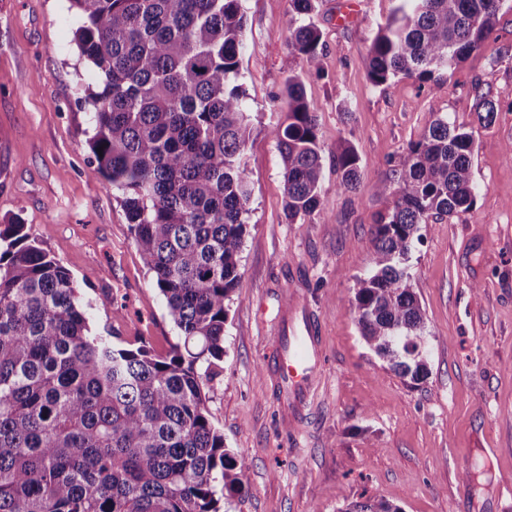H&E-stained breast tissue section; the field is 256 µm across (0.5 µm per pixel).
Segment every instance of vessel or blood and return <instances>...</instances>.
<instances>
[{"label": "vessel or blood", "instance_id": "obj_1", "mask_svg": "<svg viewBox=\"0 0 512 512\" xmlns=\"http://www.w3.org/2000/svg\"><path fill=\"white\" fill-rule=\"evenodd\" d=\"M321 361L314 323L306 317L289 319L281 347L272 358V367L292 411H299L305 402Z\"/></svg>", "mask_w": 512, "mask_h": 512}]
</instances>
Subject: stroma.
<instances>
[{"label":"stroma","mask_w":512,"mask_h":512,"mask_svg":"<svg viewBox=\"0 0 512 512\" xmlns=\"http://www.w3.org/2000/svg\"><path fill=\"white\" fill-rule=\"evenodd\" d=\"M394 6L355 0L344 23L345 0H318L311 71L289 59V0H243L242 82L258 116L245 154L251 214L224 357L197 365L213 423L248 463L227 512H340L367 499L403 512H512V0L485 49L438 82L376 86L368 49ZM77 27L68 0H0V224L20 220L69 270L93 333L164 355L180 338L89 147L84 97L98 76L79 57ZM292 71L318 116L323 156L320 205L293 224L275 137ZM483 95L498 109L481 123ZM438 116L472 135L477 193L468 211L422 225L411 253L429 343L428 375L413 381L368 347L352 301L372 268L375 221L392 207L374 185ZM350 146L360 156L354 192L338 189L334 166ZM291 302L316 322L323 363L288 426L270 359Z\"/></svg>","instance_id":"1"}]
</instances>
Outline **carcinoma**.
Segmentation results:
<instances>
[{
    "instance_id": "1",
    "label": "carcinoma",
    "mask_w": 512,
    "mask_h": 512,
    "mask_svg": "<svg viewBox=\"0 0 512 512\" xmlns=\"http://www.w3.org/2000/svg\"><path fill=\"white\" fill-rule=\"evenodd\" d=\"M243 0H70L81 55L101 73L90 149L129 218L182 344L165 355L93 335L72 275L19 220L0 224V512H220L247 464L210 419L196 364L224 355L252 195L244 155L253 115L239 56ZM317 0H290L289 56L319 66ZM367 76L422 83L482 50L504 0H395ZM276 128L288 219L320 203L315 113L288 70ZM474 140L446 117L410 144L375 224L372 269L357 280L366 344L402 376L427 373L422 308L406 262L421 225L470 209ZM357 189L360 157L334 160ZM343 512H401L384 499Z\"/></svg>"
}]
</instances>
